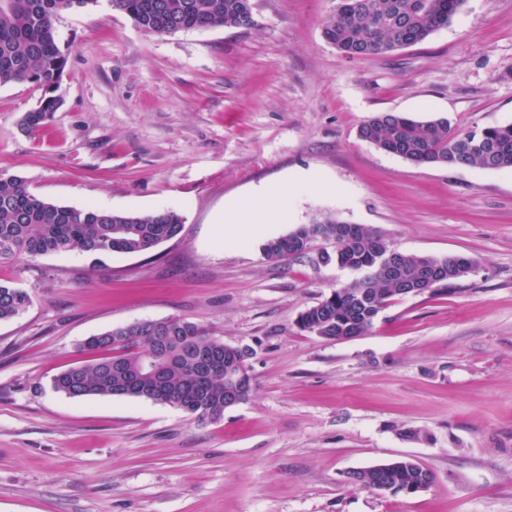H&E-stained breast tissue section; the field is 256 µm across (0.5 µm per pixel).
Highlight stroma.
<instances>
[{
  "mask_svg": "<svg viewBox=\"0 0 512 512\" xmlns=\"http://www.w3.org/2000/svg\"><path fill=\"white\" fill-rule=\"evenodd\" d=\"M251 4L250 26L163 36L109 0L60 14L63 103L39 132L22 120L41 89L0 85V174L56 205L184 220L144 254L0 260L31 298L0 321V512H512V169L416 165L357 133L379 112L512 124V0L354 59L323 37L336 0ZM270 185L289 204L267 201L268 237L333 217L476 271L393 300L367 335L303 331L352 274L225 233L227 205ZM166 318L252 348L250 395L219 420L52 389L86 338ZM400 458L434 472L427 492L347 481Z\"/></svg>",
  "mask_w": 512,
  "mask_h": 512,
  "instance_id": "obj_1",
  "label": "stroma"
}]
</instances>
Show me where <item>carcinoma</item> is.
<instances>
[{
	"label": "carcinoma",
	"mask_w": 512,
	"mask_h": 512,
	"mask_svg": "<svg viewBox=\"0 0 512 512\" xmlns=\"http://www.w3.org/2000/svg\"><path fill=\"white\" fill-rule=\"evenodd\" d=\"M96 0H0V85L27 82L43 91L39 105L23 124L36 132L53 118L60 101L57 84L68 57L57 43L54 21L63 12ZM113 9L154 34L193 29L245 27L252 23L251 0H110ZM465 0H337L323 26L328 43L350 58L375 56L424 41L450 23ZM359 138L416 164L479 169L512 168V124L459 130L442 119L417 120L397 112H381L364 120ZM183 218L173 210L149 214L114 212L95 207L59 206L34 194L18 176L0 175V260L47 254H142L182 232ZM318 237L311 225L268 240L262 247L273 262L310 253ZM393 250L384 232L362 225L351 238L325 243L317 262L336 264L358 276L301 313V329L327 340L364 336L388 304L417 286L426 264L444 269V276L426 291L448 292L455 281L471 274L472 265H456L447 257L402 252L388 265ZM30 296L0 284V320L18 316ZM83 348L96 358L72 366L52 379V387L69 397L129 396L180 408L200 421L223 416L224 378L196 385L197 354L219 351L224 365L241 358L237 345L212 342L198 324L171 319V331L155 338L143 325L131 324L89 337ZM158 354L170 364L160 377L140 370L143 359ZM433 472L414 460L399 459L354 470L352 484L364 489L385 487L393 494L413 495L434 484Z\"/></svg>",
	"instance_id": "cac0c4a2"
}]
</instances>
